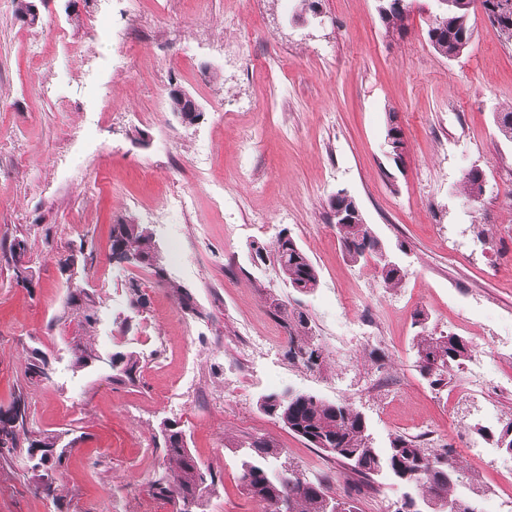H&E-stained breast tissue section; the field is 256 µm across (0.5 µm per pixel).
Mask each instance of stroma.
Wrapping results in <instances>:
<instances>
[{"label":"stroma","instance_id":"obj_1","mask_svg":"<svg viewBox=\"0 0 512 512\" xmlns=\"http://www.w3.org/2000/svg\"><path fill=\"white\" fill-rule=\"evenodd\" d=\"M409 5L406 34L392 38L377 0H318L304 17L296 0H48L35 27L0 0V406L24 395L34 428L77 438L52 499L36 494L33 472L1 461L0 512H173L150 491L165 461L152 434L165 419L179 422L192 453L221 475L206 512H258L240 486L234 450L250 437L274 440L283 461L311 477L331 476L333 491L360 512H394L404 485L359 482L260 410L264 394L284 389L349 403L380 448L428 432L448 442L461 458V492L479 490V512H498L512 497L494 463L499 448L474 430L512 417V391L452 401L450 386L431 387L420 375L413 349L419 309L433 332L477 349L512 336V142L493 121L512 104V46L479 13L468 50L441 57L425 34L433 0ZM246 23L253 34L236 45ZM87 44L97 66L83 79ZM231 45L238 55L230 65ZM36 50L53 59L51 71L32 64ZM46 77L58 100L36 93ZM174 85L202 106L199 124L183 126L170 112ZM392 111L406 141L400 167L385 143ZM245 138L253 176L241 182ZM473 168L486 186L470 205L460 183ZM216 184L227 197L222 208ZM340 190L398 252L400 287L386 288L372 263L349 260L328 219ZM172 192L192 197L193 209L156 221ZM121 217L152 231L169 278L192 295L197 314L149 270L112 265L110 232ZM283 230L320 272L314 293L291 288L273 258L255 257V244ZM16 238L28 244L25 287L4 255ZM81 245L93 258L72 278L58 260ZM132 280L150 299L146 313L130 307ZM74 286L89 291L98 317L99 358L80 370L71 347L83 329L65 304ZM295 308L323 347L319 368L286 356L283 315ZM349 322L375 326L378 341L327 346L326 336ZM247 336L267 341L256 356L240 347ZM120 350L140 357L135 383L112 381L110 359ZM35 351L50 368L40 383L25 376ZM189 351L198 356V389L168 407L163 397L183 384ZM472 445L490 456H470Z\"/></svg>","mask_w":512,"mask_h":512}]
</instances>
